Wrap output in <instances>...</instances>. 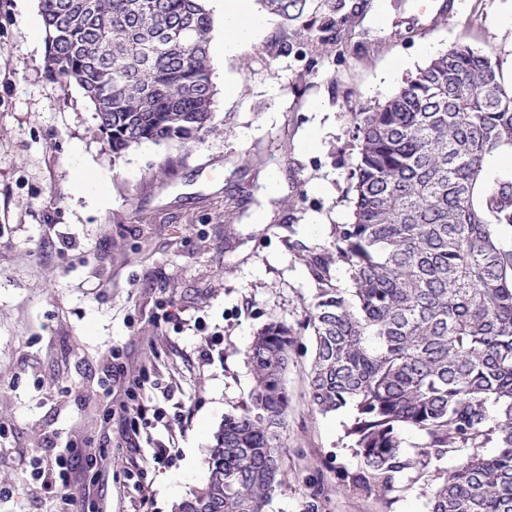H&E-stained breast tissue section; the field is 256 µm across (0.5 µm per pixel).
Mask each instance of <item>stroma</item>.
I'll list each match as a JSON object with an SVG mask.
<instances>
[{
    "label": "stroma",
    "instance_id": "35a3bbf8",
    "mask_svg": "<svg viewBox=\"0 0 512 512\" xmlns=\"http://www.w3.org/2000/svg\"><path fill=\"white\" fill-rule=\"evenodd\" d=\"M340 41L292 48L275 24L211 58L218 132L142 143L114 158L77 84L31 48L43 24L0 0V512H57L30 458L77 446L75 492L94 512H172L207 479L213 434L250 400L247 351L265 324L292 327L282 484L266 512H427L457 448L386 498L352 482L354 413L307 397L305 324L317 288L299 245L332 248L349 223L350 114L392 96L451 47L496 62L512 85V0H346ZM237 79L224 92L225 75ZM259 163L246 166V155ZM208 358H201V351ZM155 383L150 436L123 437L116 361ZM157 448L176 458L156 464ZM147 470L146 487L124 473Z\"/></svg>",
    "mask_w": 512,
    "mask_h": 512
}]
</instances>
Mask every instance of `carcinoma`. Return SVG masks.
<instances>
[{"label": "carcinoma", "mask_w": 512, "mask_h": 512, "mask_svg": "<svg viewBox=\"0 0 512 512\" xmlns=\"http://www.w3.org/2000/svg\"><path fill=\"white\" fill-rule=\"evenodd\" d=\"M326 2L332 15L295 30L298 44L346 22ZM264 3L295 21L307 0ZM43 20L46 68L83 89L114 156L216 131L206 0H43ZM350 124L352 222L336 225L331 250L299 247L318 287L309 404L353 406L363 491L383 499L401 474L472 448L428 512H512V245L500 236L512 227V176L485 169L512 149V87L490 58L453 47ZM334 266L352 287H334ZM294 339L278 321L254 336L250 402L224 416L207 482L175 512H265L281 485ZM406 427L424 439L413 454Z\"/></svg>", "instance_id": "1"}]
</instances>
